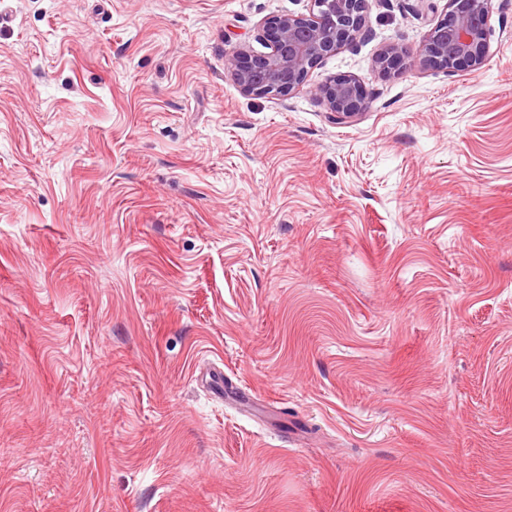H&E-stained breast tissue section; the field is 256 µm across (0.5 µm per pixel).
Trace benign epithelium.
<instances>
[{"mask_svg":"<svg viewBox=\"0 0 512 512\" xmlns=\"http://www.w3.org/2000/svg\"><path fill=\"white\" fill-rule=\"evenodd\" d=\"M367 0H310L306 15L268 19L267 51L241 47L224 59L240 90L252 96L286 97L306 81L311 69L366 33ZM490 0H446L442 18L428 31L420 52L431 67L479 69L489 60ZM402 49L390 44L376 59L380 70L400 67ZM328 110L350 117L364 110L367 94L355 79L333 77L313 89Z\"/></svg>","mask_w":512,"mask_h":512,"instance_id":"benign-epithelium-1","label":"benign epithelium"}]
</instances>
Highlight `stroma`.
Returning <instances> with one entry per match:
<instances>
[{
    "instance_id": "35a3bbf8",
    "label": "stroma",
    "mask_w": 512,
    "mask_h": 512,
    "mask_svg": "<svg viewBox=\"0 0 512 512\" xmlns=\"http://www.w3.org/2000/svg\"><path fill=\"white\" fill-rule=\"evenodd\" d=\"M445 4L277 98L309 0H0V512H512V0L454 73ZM312 91L326 103L330 112L343 117H350L362 112L366 107L365 88L350 77H333Z\"/></svg>"
}]
</instances>
